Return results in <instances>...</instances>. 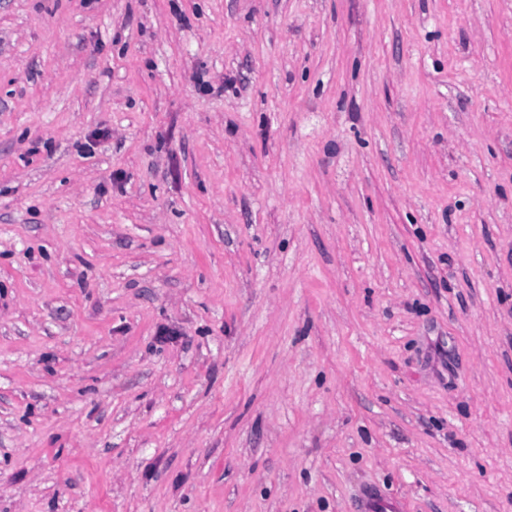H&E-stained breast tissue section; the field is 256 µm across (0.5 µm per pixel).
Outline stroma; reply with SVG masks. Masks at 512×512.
Wrapping results in <instances>:
<instances>
[{
	"instance_id": "1",
	"label": "stroma",
	"mask_w": 512,
	"mask_h": 512,
	"mask_svg": "<svg viewBox=\"0 0 512 512\" xmlns=\"http://www.w3.org/2000/svg\"><path fill=\"white\" fill-rule=\"evenodd\" d=\"M369 490L512 512V0H0V512Z\"/></svg>"
}]
</instances>
